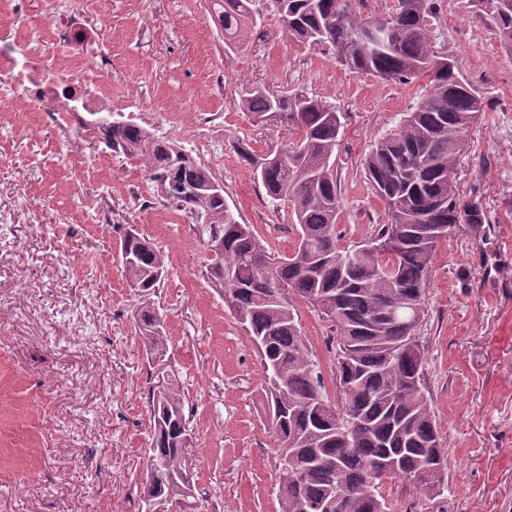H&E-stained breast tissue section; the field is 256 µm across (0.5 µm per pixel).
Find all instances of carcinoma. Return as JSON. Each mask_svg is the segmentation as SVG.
<instances>
[{
	"label": "carcinoma",
	"mask_w": 512,
	"mask_h": 512,
	"mask_svg": "<svg viewBox=\"0 0 512 512\" xmlns=\"http://www.w3.org/2000/svg\"><path fill=\"white\" fill-rule=\"evenodd\" d=\"M368 0H208L224 50L249 43L271 13L282 38L331 55L353 73L425 91L394 129L380 136L362 163L387 221L371 248L340 246L341 192L334 169L341 121L336 107L299 92L269 95L242 86L241 107L257 120L278 113L298 135L278 163L244 146L238 152L273 201L291 202L293 255L263 244L226 203L211 170L150 129L124 120L99 132L116 153L141 157L163 197L188 214L206 246L220 249L206 275L255 346L264 382L278 470L279 512L345 502L346 512H391L385 486L401 483L434 500L443 495L448 448L423 383L425 348L417 327L440 230L489 223L481 195H460L457 169L468 132L486 97L436 50L442 36L436 0H395L386 15L364 13ZM512 47V0H472ZM122 265L139 306V338L152 362L166 352L164 320L153 296L165 255L134 230L122 241ZM329 322L336 396L302 333L296 303ZM153 434L141 501L163 499L167 512L189 506L193 474L185 450L194 406L177 379L148 387Z\"/></svg>",
	"instance_id": "obj_1"
}]
</instances>
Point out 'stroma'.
<instances>
[{
  "mask_svg": "<svg viewBox=\"0 0 512 512\" xmlns=\"http://www.w3.org/2000/svg\"><path fill=\"white\" fill-rule=\"evenodd\" d=\"M440 9L438 49L489 100L458 170L462 195L479 192L489 222L438 244L417 329L448 448L446 500L388 494L394 512H512V50L469 0H440ZM61 13L104 23L103 42H60L49 22ZM16 26L51 59L105 46L113 111L210 168L237 220L285 255L295 244L288 204L267 197L236 147L262 155L292 134L243 112L241 85L330 102L341 120L339 242L365 245L384 223L361 161L424 81L349 72L282 39L271 15L246 48L225 52L207 0H28ZM130 229L168 258L155 304L170 336L163 367L195 404V512H278L260 360L205 275L209 254L192 219L163 198L140 158L113 153L74 113L38 103L0 109V512H140L135 485L152 434L138 298L121 259ZM297 309L332 372L327 322L305 303Z\"/></svg>",
  "mask_w": 512,
  "mask_h": 512,
  "instance_id": "35a3bbf8",
  "label": "stroma"
}]
</instances>
